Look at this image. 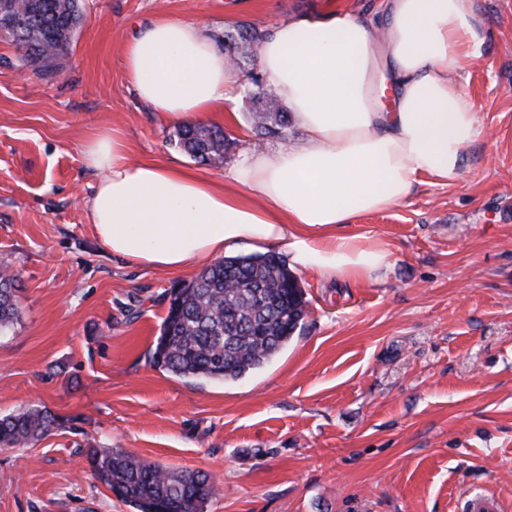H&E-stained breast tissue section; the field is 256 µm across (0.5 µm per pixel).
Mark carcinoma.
I'll return each mask as SVG.
<instances>
[{
	"instance_id": "carcinoma-1",
	"label": "carcinoma",
	"mask_w": 512,
	"mask_h": 512,
	"mask_svg": "<svg viewBox=\"0 0 512 512\" xmlns=\"http://www.w3.org/2000/svg\"><path fill=\"white\" fill-rule=\"evenodd\" d=\"M5 0L16 24L4 27L24 64L48 76L68 51L82 20L79 0ZM269 30L245 23L224 31L229 60L259 46ZM258 105L255 136H284L289 113L271 94L265 75L249 73ZM178 144L197 162L224 157L230 139L219 126L183 125ZM169 305L150 362L191 380L240 379L270 361L288 344L308 313L305 291L286 262L274 252L229 256L204 268L167 293ZM20 317L18 278L0 268V332ZM56 425L48 410L28 409L0 417V448L32 445ZM89 463L95 476L137 512H205L215 480L202 470H170L112 448H94Z\"/></svg>"
}]
</instances>
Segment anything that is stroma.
<instances>
[{
  "mask_svg": "<svg viewBox=\"0 0 512 512\" xmlns=\"http://www.w3.org/2000/svg\"><path fill=\"white\" fill-rule=\"evenodd\" d=\"M323 0H83L52 76L0 39V266L20 319L0 334V416L48 409L35 445L0 448V512H135L93 474L113 448L216 480L206 512H512V0H474L483 55L452 71L483 135L458 182L424 178L402 204L338 225L382 244L370 279L297 276L308 314L288 345L234 381H190L148 359L166 294L191 280L112 258L88 210L96 173L81 144L119 128L133 160L218 178L252 150V102L223 113L235 145L204 165L177 122L141 102L124 47L160 17L198 23L215 47L230 24L274 28ZM138 317L127 321L126 311Z\"/></svg>",
  "mask_w": 512,
  "mask_h": 512,
  "instance_id": "1",
  "label": "stroma"
}]
</instances>
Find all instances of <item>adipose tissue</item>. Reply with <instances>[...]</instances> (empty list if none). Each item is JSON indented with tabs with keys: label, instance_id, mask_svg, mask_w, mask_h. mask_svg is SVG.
<instances>
[{
	"label": "adipose tissue",
	"instance_id": "adipose-tissue-1",
	"mask_svg": "<svg viewBox=\"0 0 512 512\" xmlns=\"http://www.w3.org/2000/svg\"><path fill=\"white\" fill-rule=\"evenodd\" d=\"M484 40L471 0H378L364 17L324 8L281 22L260 43L259 64L301 144L247 152L210 179L131 163L119 129L96 130L82 156L102 174L89 205L97 242L114 258L175 272L249 239L324 278L371 277L387 250L336 227L400 205L422 177L459 179L481 129L448 71L478 58ZM124 64L141 101L185 123L227 109L241 84L192 22L155 21L127 44Z\"/></svg>",
	"mask_w": 512,
	"mask_h": 512
}]
</instances>
